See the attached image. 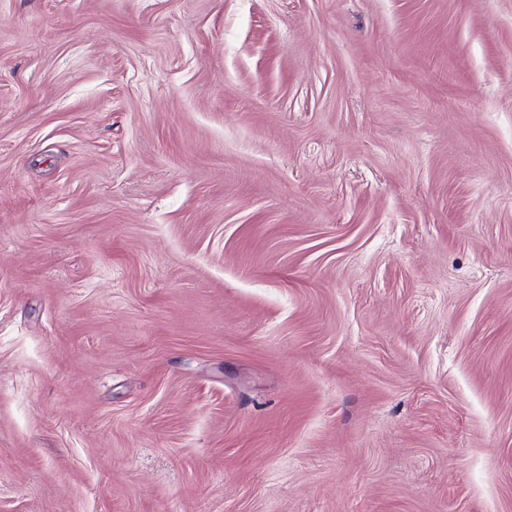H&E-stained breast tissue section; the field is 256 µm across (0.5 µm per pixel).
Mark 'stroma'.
Here are the masks:
<instances>
[{
    "instance_id": "35a3bbf8",
    "label": "stroma",
    "mask_w": 512,
    "mask_h": 512,
    "mask_svg": "<svg viewBox=\"0 0 512 512\" xmlns=\"http://www.w3.org/2000/svg\"><path fill=\"white\" fill-rule=\"evenodd\" d=\"M0 512H512V0H0Z\"/></svg>"
}]
</instances>
